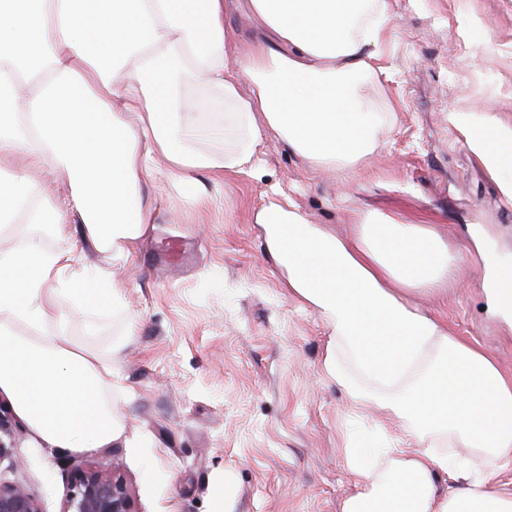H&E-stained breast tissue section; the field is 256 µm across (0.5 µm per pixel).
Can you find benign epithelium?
Returning <instances> with one entry per match:
<instances>
[{"mask_svg":"<svg viewBox=\"0 0 512 512\" xmlns=\"http://www.w3.org/2000/svg\"><path fill=\"white\" fill-rule=\"evenodd\" d=\"M0 512H41L37 499L21 485L0 482ZM63 512H136L119 468L103 474L87 466L71 476Z\"/></svg>","mask_w":512,"mask_h":512,"instance_id":"7a95c632","label":"benign epithelium"}]
</instances>
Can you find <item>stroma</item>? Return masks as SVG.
Here are the masks:
<instances>
[{"label": "stroma", "instance_id": "stroma-1", "mask_svg": "<svg viewBox=\"0 0 512 512\" xmlns=\"http://www.w3.org/2000/svg\"><path fill=\"white\" fill-rule=\"evenodd\" d=\"M388 5L386 71L367 91L380 144L360 170L312 167L269 133L256 151L261 177L196 173L206 207L191 206L178 181L144 179L155 220L125 258L15 218L17 238L72 252L75 271L120 285L112 305L89 309L69 293L52 305L75 343L118 348L104 385L138 441L52 451L10 417L0 480L24 486L41 512H63L73 471L88 464L120 466L137 512H340L357 490L347 448L362 434L402 437L325 375L331 328L288 296L252 222L273 184L342 236L373 213L436 225L458 253L456 281L418 305L512 370V327L485 286L512 259V205L460 122L481 109L512 122V0Z\"/></svg>", "mask_w": 512, "mask_h": 512}]
</instances>
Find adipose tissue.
<instances>
[{
	"label": "adipose tissue",
	"instance_id": "1",
	"mask_svg": "<svg viewBox=\"0 0 512 512\" xmlns=\"http://www.w3.org/2000/svg\"><path fill=\"white\" fill-rule=\"evenodd\" d=\"M235 12L254 29L243 55ZM388 22L387 0H0V222L22 214L60 237L76 224L126 256L152 222L143 178L253 173L269 131L314 166L355 169L377 146L362 89L384 72ZM183 76L196 96L181 95ZM206 122L217 137L242 131L223 158L195 145ZM463 129L512 204V124L485 112ZM254 222L289 294L332 329L326 375L360 408L402 420L414 443L377 470L368 449L348 454L364 484L340 512H512V489L494 481L512 466V372L415 302L455 282L441 235L376 214L348 241L275 197ZM73 262L36 240L0 249V396L46 447L133 448L101 388L108 358L42 333L64 271L89 304L118 298ZM452 438L480 452L484 473L449 458Z\"/></svg>",
	"mask_w": 512,
	"mask_h": 512
}]
</instances>
